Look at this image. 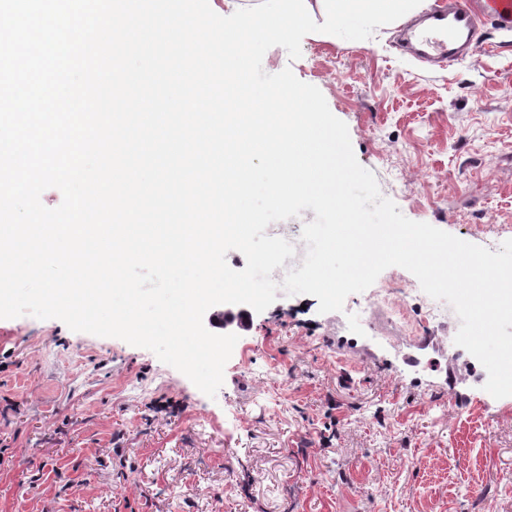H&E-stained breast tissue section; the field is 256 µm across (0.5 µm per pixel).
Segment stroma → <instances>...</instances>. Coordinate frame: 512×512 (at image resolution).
Returning <instances> with one entry per match:
<instances>
[{
    "instance_id": "stroma-1",
    "label": "stroma",
    "mask_w": 512,
    "mask_h": 512,
    "mask_svg": "<svg viewBox=\"0 0 512 512\" xmlns=\"http://www.w3.org/2000/svg\"><path fill=\"white\" fill-rule=\"evenodd\" d=\"M314 32L267 50L348 126L404 216L499 251L512 239V27L441 68ZM313 210L270 224L301 267ZM391 289L390 305L376 303ZM404 268L339 312L278 293L238 334L215 397L150 350L57 319H0V512H512V396Z\"/></svg>"
}]
</instances>
